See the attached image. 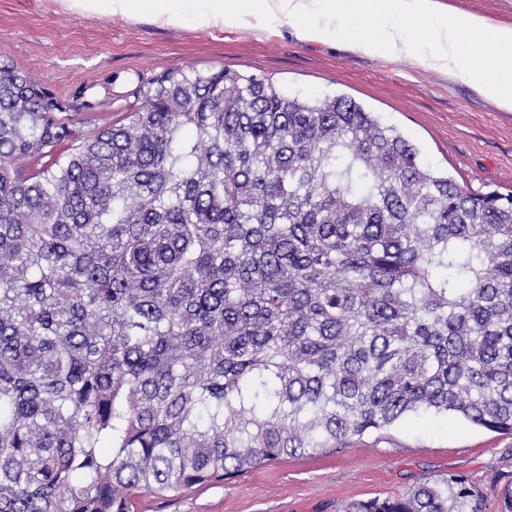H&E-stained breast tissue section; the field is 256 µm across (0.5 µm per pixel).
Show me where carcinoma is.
Instances as JSON below:
<instances>
[{
    "mask_svg": "<svg viewBox=\"0 0 512 512\" xmlns=\"http://www.w3.org/2000/svg\"><path fill=\"white\" fill-rule=\"evenodd\" d=\"M120 122L0 63V512L133 499L411 413L512 433V194L228 68ZM464 478L342 512H485Z\"/></svg>",
    "mask_w": 512,
    "mask_h": 512,
    "instance_id": "1",
    "label": "carcinoma"
}]
</instances>
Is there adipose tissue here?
<instances>
[{
  "label": "adipose tissue",
  "instance_id": "1",
  "mask_svg": "<svg viewBox=\"0 0 512 512\" xmlns=\"http://www.w3.org/2000/svg\"><path fill=\"white\" fill-rule=\"evenodd\" d=\"M59 10L147 18L168 27L276 31L292 24L306 41H344L358 53L406 59L460 80L512 112V24L493 23L445 0H53ZM425 34L412 38L410 31Z\"/></svg>",
  "mask_w": 512,
  "mask_h": 512
}]
</instances>
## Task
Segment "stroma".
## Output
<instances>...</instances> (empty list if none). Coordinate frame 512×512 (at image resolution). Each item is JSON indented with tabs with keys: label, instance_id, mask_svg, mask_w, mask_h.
I'll use <instances>...</instances> for the list:
<instances>
[{
	"label": "stroma",
	"instance_id": "35a3bbf8",
	"mask_svg": "<svg viewBox=\"0 0 512 512\" xmlns=\"http://www.w3.org/2000/svg\"><path fill=\"white\" fill-rule=\"evenodd\" d=\"M0 55L60 98L84 92L105 124L121 119L139 81L191 66L269 77L290 95H345L397 126L460 186L512 193V112L433 69L301 41L289 24L273 35L171 28L63 12L50 0H0ZM456 476L484 492L486 512H498V494L512 483V434L413 414L233 479L164 498L139 494L133 512H339L351 500L403 497L425 481Z\"/></svg>",
	"mask_w": 512,
	"mask_h": 512
}]
</instances>
